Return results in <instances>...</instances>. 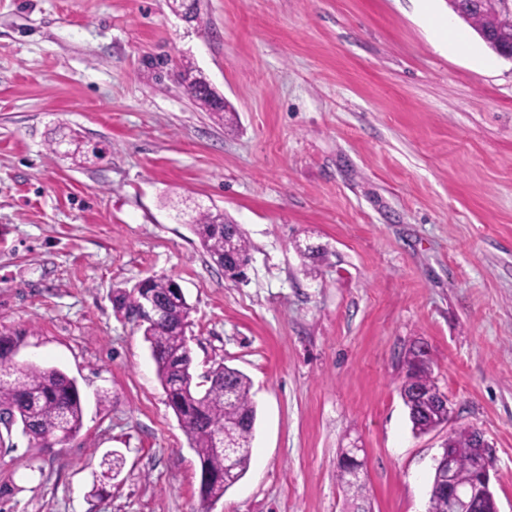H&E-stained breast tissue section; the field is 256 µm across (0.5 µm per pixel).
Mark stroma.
<instances>
[{
	"label": "stroma",
	"instance_id": "obj_1",
	"mask_svg": "<svg viewBox=\"0 0 512 512\" xmlns=\"http://www.w3.org/2000/svg\"><path fill=\"white\" fill-rule=\"evenodd\" d=\"M170 4L0 0V335L83 400L66 443L0 439V512H196L197 457L112 303L152 276L185 293L196 377L221 360L251 381V463L212 512H427L467 427L512 512V61L448 0H198L191 23ZM72 133L103 160L49 152ZM198 204L241 226L246 280L200 246ZM299 243L323 246L315 271ZM419 345L453 408L421 435L400 396ZM355 446L359 499L336 478ZM191 67L186 66L184 74H180L181 77L186 81L190 79ZM207 82L201 77H192L188 83V87L193 91L192 95L195 98L198 105L207 112H212L219 119L224 118V105L220 100L222 99L215 94L214 91L209 92L206 88ZM123 466V458L116 452H112V455L105 457L101 462L102 471L100 476L96 473L93 474L92 487L90 490V496L101 497L106 492V483L104 480H113L121 472Z\"/></svg>",
	"mask_w": 512,
	"mask_h": 512
}]
</instances>
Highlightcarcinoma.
<instances>
[{"label": "carcinoma", "instance_id": "carcinoma-1", "mask_svg": "<svg viewBox=\"0 0 512 512\" xmlns=\"http://www.w3.org/2000/svg\"><path fill=\"white\" fill-rule=\"evenodd\" d=\"M495 54L512 48V11L484 10L460 15ZM191 67L182 78L188 81L198 105L219 118H224V105L215 92L206 90L207 82L190 77ZM194 234L201 247L219 267L224 256L242 263L249 261L250 244L242 230L224 223V213L209 209L198 212ZM153 297L162 315L140 323L149 344L157 376L167 394L168 406L181 423L200 468V507L196 512H210L216 501L247 471L256 421V409L250 399V380L241 371L222 362L216 363L207 375L208 387L200 392L194 382L191 349L186 336L190 307L181 289L170 277H150L138 290L116 291L114 308L127 315L137 311L145 296ZM15 343L0 337V412L15 417L16 424L29 441L38 447L66 442L80 432L83 406L74 379L56 368L30 363L16 367L13 363ZM400 396L408 410L412 430L425 434L439 421L436 402L443 392L432 377L429 355L411 350L405 356V375ZM229 429L236 442V468L224 471V452L216 447L218 436ZM471 438L463 429L449 438V446L458 449V477H473ZM123 458L116 452L101 462L102 471L93 475L90 495L105 493L104 480H113L121 472ZM428 512H448V492L437 477H432Z\"/></svg>", "mask_w": 512, "mask_h": 512}]
</instances>
